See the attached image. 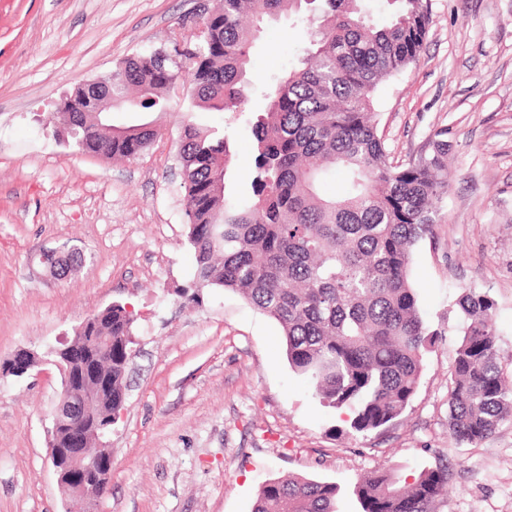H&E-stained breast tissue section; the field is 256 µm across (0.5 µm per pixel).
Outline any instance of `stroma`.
I'll use <instances>...</instances> for the list:
<instances>
[{
	"label": "stroma",
	"instance_id": "stroma-1",
	"mask_svg": "<svg viewBox=\"0 0 512 512\" xmlns=\"http://www.w3.org/2000/svg\"><path fill=\"white\" fill-rule=\"evenodd\" d=\"M198 0H0V364L21 348L42 363L0 375V512H78L61 493L47 429L61 378L50 352L93 312L133 305L125 404L108 437L110 490L99 512H253L266 482L288 475L339 485L337 512H361L356 480L448 470L432 512H512V421L476 445L448 431V366L463 288L495 302L499 348L512 371V0H431L423 49L380 90L379 133L393 161L448 140V196L415 246L410 281L439 338L417 392L387 428L359 433L348 410L322 406L289 367L281 327L239 294L194 289V251L174 161L178 105L113 112L112 123L154 122L162 136L133 160L83 154L47 124L56 102L128 55L170 43L193 25ZM309 43L293 17L269 26L251 57L262 84L294 66ZM253 96L224 130L230 181L250 191ZM82 262L59 281L49 249Z\"/></svg>",
	"mask_w": 512,
	"mask_h": 512
}]
</instances>
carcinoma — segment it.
<instances>
[{
  "instance_id": "cac0c4a2",
  "label": "carcinoma",
  "mask_w": 512,
  "mask_h": 512,
  "mask_svg": "<svg viewBox=\"0 0 512 512\" xmlns=\"http://www.w3.org/2000/svg\"><path fill=\"white\" fill-rule=\"evenodd\" d=\"M391 21L375 25L368 0H213L201 36H191V83L183 66L156 48L102 75L112 98L135 97L137 112H162L175 90L185 112L234 118L261 85L249 76L264 24L300 16L317 35L298 63L264 94L252 127L251 195L228 191L233 157L224 132L183 118L176 142L188 241L197 288H224L282 329L291 369L327 407L351 412L350 427H388L410 406L437 332L424 321L409 272L413 248L430 230L448 193V142L407 163L390 160L378 134L376 95L421 52L430 0H392ZM75 87L55 113L52 136L81 153L134 159L161 137L159 128L96 122L94 106L76 112ZM348 173L343 196L319 186L336 168ZM460 341L449 367L448 430L476 445L512 419V376L498 347L494 300L468 288L456 300ZM135 312L115 301L76 333L112 337V397L97 400L106 423L123 408ZM448 471L424 468L400 478L382 466L358 479L362 512H431ZM335 483L290 476L266 483L254 512H336Z\"/></svg>"
}]
</instances>
